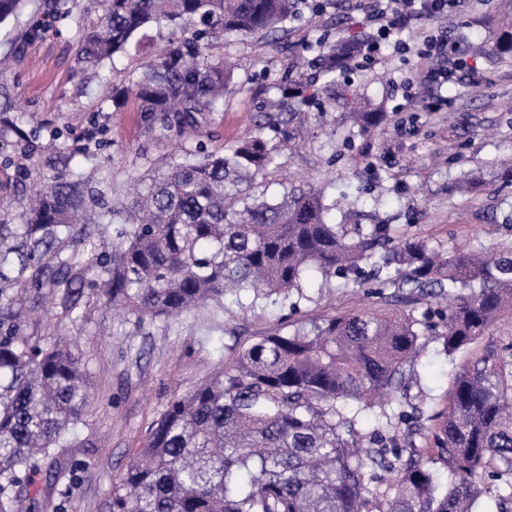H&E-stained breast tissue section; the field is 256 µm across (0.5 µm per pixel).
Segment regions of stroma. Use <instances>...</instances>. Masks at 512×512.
<instances>
[{
	"mask_svg": "<svg viewBox=\"0 0 512 512\" xmlns=\"http://www.w3.org/2000/svg\"><path fill=\"white\" fill-rule=\"evenodd\" d=\"M374 7V0H330L323 12L302 10L276 44L242 35L213 41L208 53L234 65L237 90L223 109L200 115L196 125L164 132L138 112L134 98L117 106L104 101L101 90H123L169 39L182 37V29L152 26L136 48L90 67L78 50L83 32L99 19L96 0H24L17 15L0 23V224L19 223L24 195L57 176L69 175L108 196L151 175L164 154L181 156L201 146L220 153L252 134L256 122L284 125L278 87L294 60L290 46L325 33L368 37L362 20ZM413 75V64L395 54L355 70L363 94L387 115L372 150L360 152L362 138L343 105L312 117L307 126H289L290 142L262 179L268 194L323 183L341 224H389L448 252L464 247L493 253L511 245L512 184L503 179V164L512 159V66L492 54L471 61L469 71L449 83L448 104L437 112L406 97L403 85ZM473 172L482 178L481 190L456 192V182ZM14 294L38 306L37 319L22 323L21 334L33 341L68 338L90 383L78 443L60 451L86 468L65 502L48 460H36L39 512H109L113 488L171 401L253 338L394 305L392 289L373 282L348 286L340 278L326 284L313 270L290 295L229 294L175 319H139L86 288L84 316L73 322L49 291L18 288ZM489 346H512V317L453 357L429 338L410 398L441 397L452 376Z\"/></svg>",
	"mask_w": 512,
	"mask_h": 512,
	"instance_id": "stroma-1",
	"label": "stroma"
}]
</instances>
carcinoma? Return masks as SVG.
<instances>
[{"mask_svg": "<svg viewBox=\"0 0 512 512\" xmlns=\"http://www.w3.org/2000/svg\"><path fill=\"white\" fill-rule=\"evenodd\" d=\"M306 0H99L98 23L81 39L80 59L92 65L127 51L148 25L204 28L171 40L157 60L132 74L128 93L139 111L167 130L193 126L234 90L233 72L205 57L204 40L227 35L273 38L301 14ZM490 40L478 45L512 60V15L487 21ZM308 43L288 78V121L330 110L341 98L353 107L361 136L378 131L384 115L361 109L349 80L336 86L340 65L363 43L340 37ZM325 80L308 93L309 74ZM280 143L245 138L201 160L167 158L161 175L121 198L112 220L129 230L97 253L81 184L65 176L35 193L22 223L0 224V512H35L32 482L23 468L38 454L57 477H73L79 461H62L54 448L73 447L74 426L88 404L89 380L71 347L57 339L32 342L17 329L4 283L30 272L48 287L62 314L77 319L82 284L150 319L177 317L229 290L254 297L302 288L306 271L358 282L368 273L382 288L442 297L444 309L416 318L407 310L336 315L311 330L258 336L192 390L176 397L151 426L138 456L112 492L110 512H476L498 481V503L512 501V358L488 349L454 375L445 405L417 448L419 418L397 396L416 376L426 336L439 337L452 356L512 314V248L498 254L459 248L443 255L416 236H395L389 224L351 231L329 218L323 189L261 190ZM78 243L89 256L66 254ZM380 396L378 433L369 443L355 428L358 415ZM358 403L352 415L344 402ZM410 449L402 459L403 449ZM450 476L439 482L430 463ZM495 471H488L489 467ZM394 474L384 490L368 475Z\"/></svg>", "mask_w": 512, "mask_h": 512, "instance_id": "carcinoma-1", "label": "carcinoma"}]
</instances>
